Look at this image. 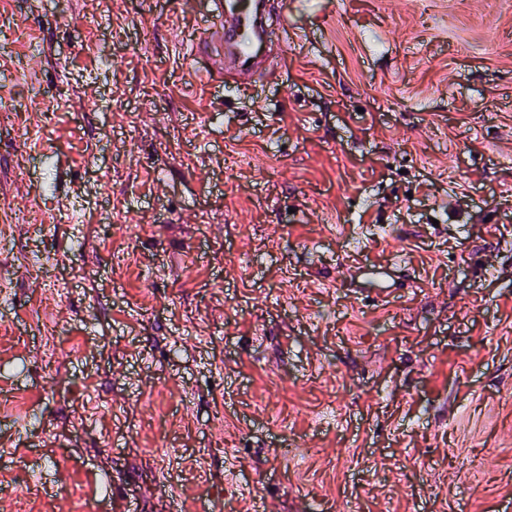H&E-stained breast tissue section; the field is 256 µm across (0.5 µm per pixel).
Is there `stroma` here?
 <instances>
[{"mask_svg":"<svg viewBox=\"0 0 512 512\" xmlns=\"http://www.w3.org/2000/svg\"><path fill=\"white\" fill-rule=\"evenodd\" d=\"M211 19L0 0V505L512 502V0H291L248 83Z\"/></svg>","mask_w":512,"mask_h":512,"instance_id":"1","label":"stroma"}]
</instances>
